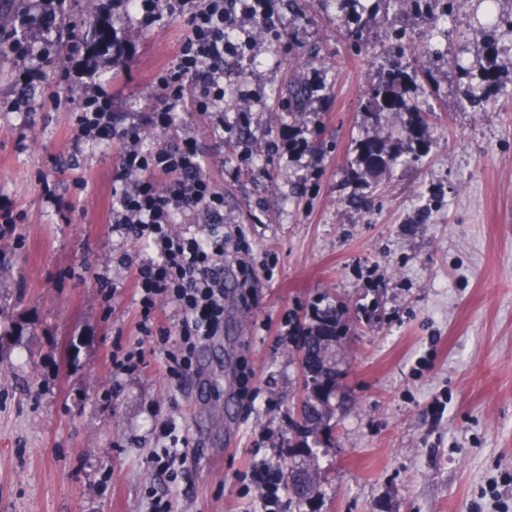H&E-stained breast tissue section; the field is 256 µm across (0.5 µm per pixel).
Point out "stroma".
Instances as JSON below:
<instances>
[{
	"label": "stroma",
	"mask_w": 512,
	"mask_h": 512,
	"mask_svg": "<svg viewBox=\"0 0 512 512\" xmlns=\"http://www.w3.org/2000/svg\"><path fill=\"white\" fill-rule=\"evenodd\" d=\"M364 2L358 24L336 0H271L274 34L246 21L249 46L224 55L220 135L195 112L167 132L146 123L178 15L143 28L112 10L122 52L89 60L68 46L97 17L64 0L52 29L28 34L54 44L47 80L21 83L0 56V96L31 105L0 112V204L24 214L0 237V512H150L153 495L171 512H262L250 467L291 459L299 329L329 306L349 336L315 512H498L489 485L512 474V0H495L493 33L484 0H455L441 26L413 0ZM478 47L481 66L461 72ZM396 69L418 73L406 97L428 114L419 158L407 113L365 109ZM61 73L75 99L104 84L118 127H140L145 146L192 134L224 193V232L249 243L247 269L224 257L223 336L179 382L138 329L128 265L144 249L110 224L119 146H74V112L42 107ZM294 81L316 90L291 116ZM366 138L400 154L374 178L356 163ZM137 347L142 367L113 368ZM167 423L188 454L174 482L155 465Z\"/></svg>",
	"instance_id": "obj_1"
}]
</instances>
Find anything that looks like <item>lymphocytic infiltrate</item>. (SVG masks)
Wrapping results in <instances>:
<instances>
[{
    "mask_svg": "<svg viewBox=\"0 0 512 512\" xmlns=\"http://www.w3.org/2000/svg\"><path fill=\"white\" fill-rule=\"evenodd\" d=\"M116 4L145 26L166 12L185 19L174 63L154 80L159 104L149 113L148 124L170 129L174 112L187 110L223 129L224 54L235 47L239 16L272 27L266 0H116ZM75 122L76 144L111 140L120 145L111 217L117 228L146 249L131 273L139 330L165 344V374L182 379L194 369L197 347L224 331V256L245 251L247 244L240 237L227 239L212 227L204 233L173 229L177 217L200 214L212 223L224 210V194L206 174L195 138L182 136L172 148L143 147L137 127L116 126L112 95L101 85L81 98ZM160 175L170 177L167 188L159 187ZM166 303L181 315L177 330L158 323Z\"/></svg>",
    "mask_w": 512,
    "mask_h": 512,
    "instance_id": "obj_1",
    "label": "lymphocytic infiltrate"
}]
</instances>
